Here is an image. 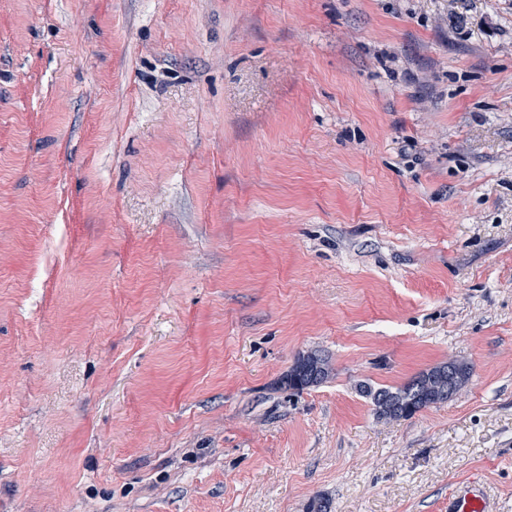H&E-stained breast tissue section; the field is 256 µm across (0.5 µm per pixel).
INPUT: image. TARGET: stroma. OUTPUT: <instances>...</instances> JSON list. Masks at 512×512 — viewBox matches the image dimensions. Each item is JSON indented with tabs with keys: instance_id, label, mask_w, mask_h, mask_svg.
<instances>
[{
	"instance_id": "35a3bbf8",
	"label": "stroma",
	"mask_w": 512,
	"mask_h": 512,
	"mask_svg": "<svg viewBox=\"0 0 512 512\" xmlns=\"http://www.w3.org/2000/svg\"><path fill=\"white\" fill-rule=\"evenodd\" d=\"M473 478L512 512V0H0V512ZM447 367L444 363L438 364L421 372L407 383L399 387L373 386L369 383L360 384V392L373 404L386 401L375 414L383 419H408L422 409L437 404L434 391L438 383V373ZM414 382L420 385L413 386ZM367 387L366 390L361 388ZM394 411L398 416L394 415ZM299 367V366H298ZM298 367L292 369L290 374L288 375L286 384L289 388L295 389V390H304L306 388L314 387L326 380L330 375V369L328 364H323L321 369L319 370V373L315 379H312L311 376H308L307 374L298 373ZM293 372H297L296 375H293Z\"/></svg>"
}]
</instances>
